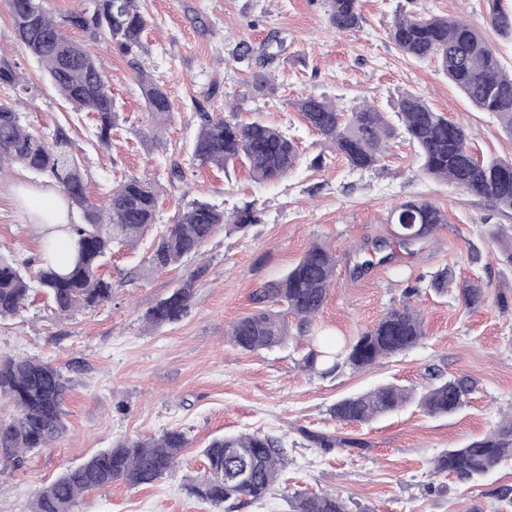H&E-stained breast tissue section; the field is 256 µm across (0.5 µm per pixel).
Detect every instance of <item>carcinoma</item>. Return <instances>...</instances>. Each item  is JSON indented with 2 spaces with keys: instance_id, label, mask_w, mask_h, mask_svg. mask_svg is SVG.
<instances>
[{
  "instance_id": "cac0c4a2",
  "label": "carcinoma",
  "mask_w": 512,
  "mask_h": 512,
  "mask_svg": "<svg viewBox=\"0 0 512 512\" xmlns=\"http://www.w3.org/2000/svg\"><path fill=\"white\" fill-rule=\"evenodd\" d=\"M13 32L18 46L36 59L60 98L70 106L48 133L29 130L12 107L0 104V174L4 166L17 164L50 179L68 206L82 212L83 221L66 229L73 239V257L64 270L47 260L33 265L13 252L0 251V320L17 317L26 308L31 292L50 299L58 315L96 308L112 300V281L100 273L114 246L136 248L157 221L160 186L155 181L129 176L112 187L107 203L88 197L86 180L76 144L71 137L80 113L95 118L92 143L107 147L112 129L123 120L112 97L110 81L86 48L66 35L81 31L88 39L105 41L122 56L136 59L144 42L146 20L139 0H79V7L54 18L43 0H8ZM491 25L503 37L512 38V11L500 0H487ZM330 26L338 32H354L364 21L360 0H324ZM388 36L401 53L413 60H431L448 81L481 112H489L512 135V72L501 66L496 50L475 26L459 17L399 11ZM284 50L276 36L260 52L240 43L232 50L234 60L246 66L245 90L225 101L224 115L197 114L199 132L191 157L199 167L227 170L235 163L249 165L259 182L277 180L296 166V142L279 127L260 117L248 122L239 113L252 111L258 98L274 91L270 66ZM137 82L154 121L152 138L168 120L171 106L166 90L151 76L138 73ZM0 85L28 90L10 65L0 66ZM305 123L332 145L355 170H373L386 146L403 131L413 145L423 173L474 197L487 200L501 211H512V160L478 159L470 147L466 128L433 110L421 97L405 93L393 113L366 103L344 111L336 102L308 95L293 103ZM414 218V239L398 237L407 249L429 238L445 223L443 211L431 202L409 200L391 211L395 224ZM261 222L252 205L232 212L208 201L188 203L170 224H163L147 250L146 265L166 269L188 257L201 254L203 246L228 223L244 231ZM334 254L320 243L312 244L301 259L278 280L256 294L262 304L229 326L227 335L246 351L282 347L291 339L287 317L303 329L321 310L335 280ZM196 272L181 280L165 297L150 307L144 320L149 327L181 320L196 298ZM468 308L485 303L483 288L469 283L461 290ZM424 336L419 311L403 304L393 307L352 343L336 352L312 349L302 359L301 369L321 377L349 368L363 371L378 360L406 353ZM69 380L49 362L31 356L0 358V404L12 412L0 416V464L16 463L29 452L51 448L66 434L64 398ZM473 390L466 377L440 380L418 394L394 384L344 398L332 407L343 422L369 423L409 404L432 416H447L460 410ZM317 448L362 447L356 439L338 440L332 435L304 432ZM188 438L184 431L170 429L157 436L122 440L69 469L42 487L31 502V512H79L80 501L93 490L116 482L128 486L152 484L177 467ZM205 472L186 482L189 495L215 508L231 500L260 501L271 493L286 465V451L278 437L266 434H229L212 439L204 448ZM512 459V417L491 434L451 448L434 460L440 473L478 482L503 461ZM251 473L241 485L235 481L240 469ZM289 512H350L347 501L336 493H294L288 496Z\"/></svg>"
}]
</instances>
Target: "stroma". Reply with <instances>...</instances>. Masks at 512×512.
<instances>
[{
  "label": "stroma",
  "instance_id": "obj_1",
  "mask_svg": "<svg viewBox=\"0 0 512 512\" xmlns=\"http://www.w3.org/2000/svg\"><path fill=\"white\" fill-rule=\"evenodd\" d=\"M463 17L496 48L512 70V39L486 21L485 0H361L362 29L339 33L327 21L322 0H141L148 26L138 65L105 42L89 49L112 77L123 119L111 147L88 140L93 116L75 125L91 198L105 202L122 177L162 184L157 221L171 223L185 204L207 200L232 210L254 204L261 221L247 231L233 226L212 237L199 257L177 267L147 269L146 245L114 250L103 268L112 282L111 302L54 317L44 295L32 292L21 316L0 322V356L28 355L58 366L71 380L64 401L67 432L55 447L0 467V512H30L39 487L79 466L100 449L131 438L180 429L190 444L177 472L153 484L123 483L85 495L80 512H215L185 491V477L203 473V450L224 434L261 433L281 438L287 465L264 500L232 512H288L286 494L333 490L353 512H500L495 495L512 487V459L491 475L469 482L432 471L433 459L490 433L512 414V265L500 232L512 228V212L424 175L415 149L395 139L373 171L352 169L302 121L293 103L313 94L340 106L363 102L391 110L402 93L421 96L435 111L465 125L479 156L512 159V136L490 113L476 110L435 64L403 56L388 29L398 9ZM285 41L275 69L276 89L259 99L257 113L294 138L297 167L267 183L248 167L222 171L194 165L189 146L197 114L223 110L247 76L232 49L261 48L271 35ZM10 64L28 86H0V104L20 112L24 124L49 131L61 119V100L43 68L14 39L6 0H0V65ZM145 68L166 89L172 114L159 141L148 138L151 117L137 83ZM185 172L169 183L172 162ZM45 181L22 167L0 177V248L40 262L43 240L30 222L21 188ZM424 199L447 218L426 243H395L390 212ZM325 245L336 257L334 285L307 337L286 346L245 351L225 331L252 313L255 293L280 278L308 247ZM448 270L447 292L431 286ZM198 272L197 298L180 321L145 330L142 317L190 272ZM480 281L485 305L468 309L457 298L463 282ZM424 319L425 335L414 349L379 360L371 369H345L322 378L299 368L311 336L338 344L355 340L391 308L407 288ZM465 376L474 383L456 414L435 417L411 404L368 424L335 420L340 399L383 383L415 389L435 376ZM361 440L358 448L312 446L304 431Z\"/></svg>",
  "mask_w": 512,
  "mask_h": 512
}]
</instances>
